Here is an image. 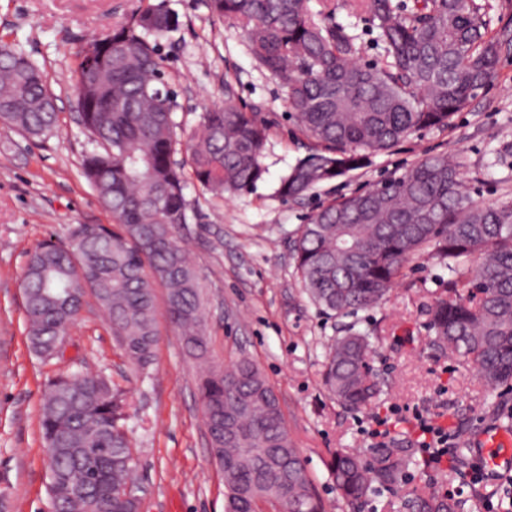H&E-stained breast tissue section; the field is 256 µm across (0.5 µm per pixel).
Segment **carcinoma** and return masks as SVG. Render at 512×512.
I'll return each mask as SVG.
<instances>
[{
	"instance_id": "1",
	"label": "carcinoma",
	"mask_w": 512,
	"mask_h": 512,
	"mask_svg": "<svg viewBox=\"0 0 512 512\" xmlns=\"http://www.w3.org/2000/svg\"><path fill=\"white\" fill-rule=\"evenodd\" d=\"M372 16L379 65L355 61L356 35L309 0H207L234 23L254 58L285 90V105L321 149L299 160L279 193L298 198L364 166L422 128H445L492 80L509 27L494 29V5L476 0H355ZM177 27L173 13L150 4L112 29L98 55L99 78L80 123L95 148L83 174L110 224H76L68 241L42 242L28 254L22 290L27 339L52 357L61 326L74 322L86 295L105 311L112 335L140 367L155 359L159 309L179 331L186 353L205 365L198 378L210 453L224 479V512H255L275 500L287 512H322L279 401L259 366L240 356L216 362L206 334L201 277L182 246L189 224L185 167L204 189L238 194L266 174L268 127L259 108L242 104L230 84L224 106L202 113L185 141L158 41ZM45 72L21 49L0 44V121L31 138L57 130ZM293 259L308 300L344 315L379 305L406 263L428 253L448 268V295L430 309V341L476 367L492 389L512 392V203L472 199L459 162L425 158L380 185L334 200L301 225ZM465 292L458 291V287ZM329 395L359 409L383 394L371 365L370 337L340 336L323 371ZM123 404L104 376L71 373L51 380L40 426L53 451L50 504L56 512H137L123 498L134 484L132 442ZM456 472L467 464L468 435L457 433ZM420 469L408 441L393 436L364 458L337 452L330 471L354 504ZM464 501L419 495L412 512H461Z\"/></svg>"
}]
</instances>
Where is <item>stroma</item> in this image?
<instances>
[{
  "instance_id": "stroma-1",
  "label": "stroma",
  "mask_w": 512,
  "mask_h": 512,
  "mask_svg": "<svg viewBox=\"0 0 512 512\" xmlns=\"http://www.w3.org/2000/svg\"><path fill=\"white\" fill-rule=\"evenodd\" d=\"M152 0H0V43L19 44L47 75L57 98L58 131L30 139L0 123V512H49V465L39 415L55 377L77 370L109 376L123 392L125 425L135 448L140 512H224V485L211 460L197 396L200 365L184 351L176 329L158 322L156 359L141 369L124 355L104 311L86 298L61 355L42 359L26 337L21 288L27 254L38 243L66 240L76 224H108L82 175L93 149L72 105V71L86 42L125 22ZM177 28L160 41L175 91L182 135L205 109L221 104L225 85L261 109L269 127L262 163L267 173L235 196H213L189 181L187 240L202 278L207 334L217 362L251 358L276 392L288 431L305 460L325 512H353L330 473L332 453H369L376 419L419 443L416 414L448 432L479 434L488 424L512 430V393L492 391L476 370L429 343V309L448 293V271L414 259L378 306L327 316L312 305L296 275L291 244L301 224L325 201L402 174L420 160L455 154L475 200H512V49L503 50L491 84L445 128L415 132L361 169L322 183L304 197L279 195L280 178L314 144L284 105L278 80L255 60L230 22L214 20L206 0H166ZM334 22L358 37L359 62L381 60L368 12L337 0ZM371 332L372 364L383 394L371 407L347 410L322 383L325 347L349 329ZM455 491L464 512H504L512 474L472 483L428 465L394 491L372 496L362 512H408L416 495Z\"/></svg>"
}]
</instances>
